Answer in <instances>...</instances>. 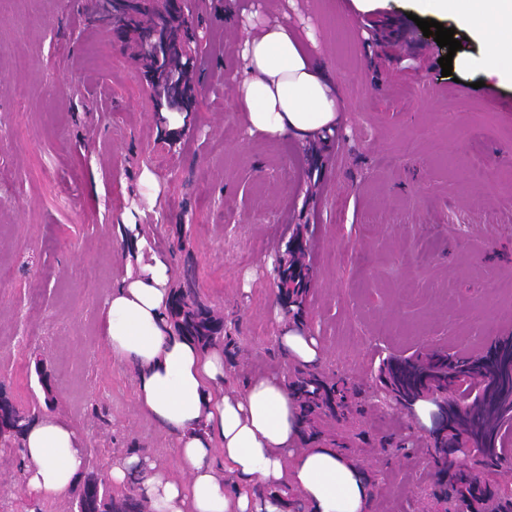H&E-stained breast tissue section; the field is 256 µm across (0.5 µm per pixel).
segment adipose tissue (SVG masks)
<instances>
[{"instance_id":"obj_1","label":"adipose tissue","mask_w":512,"mask_h":512,"mask_svg":"<svg viewBox=\"0 0 512 512\" xmlns=\"http://www.w3.org/2000/svg\"><path fill=\"white\" fill-rule=\"evenodd\" d=\"M413 7L474 29L491 44L490 73L512 81V0H413ZM235 22L245 32L235 96L249 127L303 142L332 131L341 94L313 29L256 11L237 14ZM140 183L141 197L119 226L130 250L102 304L101 333L112 358L132 370L136 403L169 435L184 476L130 453L110 461L113 487L135 486L151 512H287L290 490L302 512H368L374 490L357 465L334 448L301 447L299 408L282 377L259 374L243 391H225L223 349H201L174 332L171 263L138 222L155 207L160 184L147 169ZM279 346L293 364L321 363L316 338L294 321L282 320ZM21 444L30 493L68 490L83 470V439L59 415L31 423Z\"/></svg>"}]
</instances>
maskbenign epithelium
I'll use <instances>...</instances> for the list:
<instances>
[{
    "label": "benign epithelium",
    "mask_w": 512,
    "mask_h": 512,
    "mask_svg": "<svg viewBox=\"0 0 512 512\" xmlns=\"http://www.w3.org/2000/svg\"><path fill=\"white\" fill-rule=\"evenodd\" d=\"M82 8L101 24L112 27L116 37L127 29L129 21H134L138 29V54L151 58L166 76L171 72H191L203 52V39L196 32L190 40L177 46L172 44L169 36V15L189 19L187 0H82ZM151 94L159 109L164 107L181 114L188 112L191 92L173 89L168 80H154ZM429 400L437 407L434 435H443L448 426L446 400L439 394L429 395Z\"/></svg>",
    "instance_id": "1"
}]
</instances>
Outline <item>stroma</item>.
Instances as JSON below:
<instances>
[{"mask_svg": "<svg viewBox=\"0 0 512 512\" xmlns=\"http://www.w3.org/2000/svg\"><path fill=\"white\" fill-rule=\"evenodd\" d=\"M206 53L192 75L197 112L171 137L157 120L147 62L66 0H0V391L43 402L82 435L85 468L143 453L182 469L161 426L111 360L101 306L120 277L118 230L139 175L162 188L142 216L174 278L192 270L224 317V388L286 375L273 270L292 236L308 247L310 293L298 321L323 349L318 373L347 388V455L375 485L370 512H443L434 405L379 402L392 354L485 352L512 337V83L455 33L474 62L443 76L446 51L409 19L408 0L369 14L351 0H297L335 68L343 112L301 142L250 131L227 74L241 34L229 0H193ZM484 81L492 100L466 85ZM24 453L0 447V512H33ZM75 512L69 493L36 499Z\"/></svg>", "mask_w": 512, "mask_h": 512, "instance_id": "1", "label": "stroma"}]
</instances>
